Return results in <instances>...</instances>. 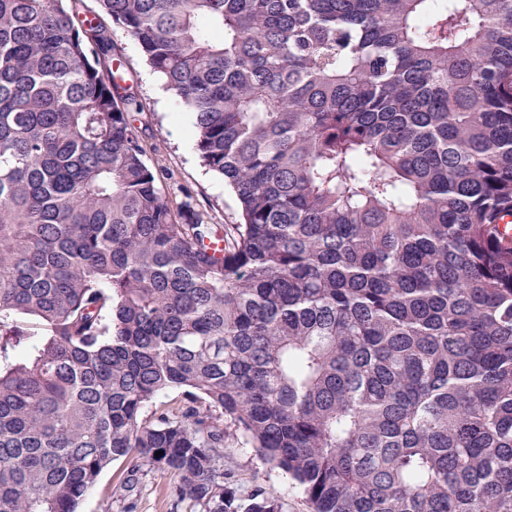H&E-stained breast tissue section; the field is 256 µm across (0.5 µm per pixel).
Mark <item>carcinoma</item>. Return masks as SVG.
Returning a JSON list of instances; mask_svg holds the SVG:
<instances>
[{
    "label": "carcinoma",
    "mask_w": 512,
    "mask_h": 512,
    "mask_svg": "<svg viewBox=\"0 0 512 512\" xmlns=\"http://www.w3.org/2000/svg\"><path fill=\"white\" fill-rule=\"evenodd\" d=\"M98 2L0 0V512L119 458L281 512L231 434L312 512H512V0ZM102 13L240 223L162 192ZM219 465L224 468V483L229 481L237 489L246 490L263 487L279 497L283 512H310L301 488L282 470L266 463L255 448L246 447L240 437L225 438Z\"/></svg>",
    "instance_id": "1"
}]
</instances>
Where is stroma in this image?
<instances>
[{
    "label": "stroma",
    "instance_id": "1",
    "mask_svg": "<svg viewBox=\"0 0 512 512\" xmlns=\"http://www.w3.org/2000/svg\"><path fill=\"white\" fill-rule=\"evenodd\" d=\"M112 38L126 72L137 85L143 110L141 122L150 129L145 138L146 163L157 169L161 186L172 206L191 199L194 207L211 224H233L239 219L238 203L222 176L208 170L194 138L185 137L175 119L185 110L168 91L160 73L151 69L138 44L120 27H113ZM220 465L224 478L239 489L265 488L279 497L283 512H310L298 485L282 470L266 463L241 438L228 436L221 450ZM128 475L125 459H117L105 468L95 485L83 497L78 512H190L191 505L178 502V479L169 472L145 469L133 495H126Z\"/></svg>",
    "mask_w": 512,
    "mask_h": 512
}]
</instances>
